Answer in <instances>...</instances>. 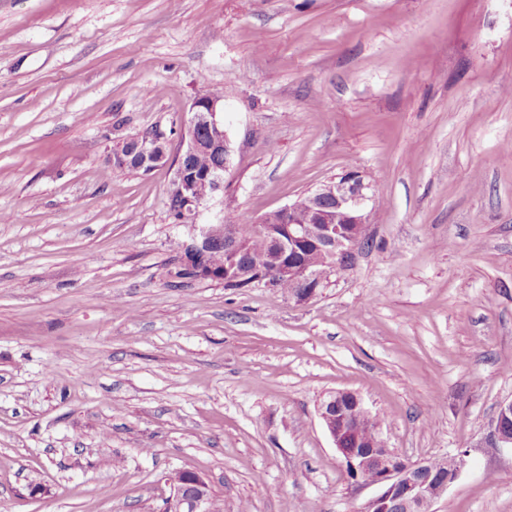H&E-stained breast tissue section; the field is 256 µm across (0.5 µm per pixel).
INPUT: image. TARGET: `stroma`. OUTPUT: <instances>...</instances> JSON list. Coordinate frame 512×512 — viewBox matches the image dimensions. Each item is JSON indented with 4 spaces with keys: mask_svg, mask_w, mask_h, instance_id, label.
Instances as JSON below:
<instances>
[{
    "mask_svg": "<svg viewBox=\"0 0 512 512\" xmlns=\"http://www.w3.org/2000/svg\"><path fill=\"white\" fill-rule=\"evenodd\" d=\"M220 91L232 164L202 224L349 171L370 244L305 302L167 269L180 151ZM512 0H0V512H363L319 407L357 393L411 460L458 456L435 512H512ZM45 492L33 497L30 483ZM134 157L151 167L167 165L170 156L165 137L148 136L143 139L130 135L116 143L110 156L113 165L126 164ZM504 418H510L512 421V401L500 407L492 433L493 441L496 446L499 448L512 449V427L510 429L502 424ZM178 486L168 498L165 506L167 512H210L206 494L210 484L207 479L196 472L184 471L176 479Z\"/></svg>",
    "mask_w": 512,
    "mask_h": 512,
    "instance_id": "stroma-1",
    "label": "stroma"
}]
</instances>
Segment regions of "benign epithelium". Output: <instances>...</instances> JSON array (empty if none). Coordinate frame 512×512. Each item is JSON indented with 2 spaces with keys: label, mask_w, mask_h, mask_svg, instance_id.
Here are the masks:
<instances>
[{
  "label": "benign epithelium",
  "mask_w": 512,
  "mask_h": 512,
  "mask_svg": "<svg viewBox=\"0 0 512 512\" xmlns=\"http://www.w3.org/2000/svg\"><path fill=\"white\" fill-rule=\"evenodd\" d=\"M189 112L191 118L184 132L183 148L175 159H170L165 137L143 139L130 135L113 147L111 161L120 165L136 157L151 167L174 163L175 175L168 198L182 202L183 213L194 227L185 248L194 258L196 271H201L198 264L217 247L224 248L229 262L237 267L249 253L248 242L231 226L224 228V238L220 239L213 233L214 225L196 223L207 198L196 194L195 181L182 166L184 159L200 151H214L224 156V164L212 168L205 178L214 193L224 187V173L229 169L231 155L230 141L224 130V98L203 92L192 100ZM305 197L313 212L312 223H294L301 208V201L297 200L275 210L280 220L278 226L267 223V217L263 216L258 220L260 228L273 235L287 257L308 245L336 254L338 263L333 271L338 273L341 265H352L359 233L371 223L369 203L374 200L373 187L362 174L352 171L307 192ZM281 278H288L300 287L296 297L299 302L308 301L324 286V278L318 270L293 260L283 265L277 275L255 279L253 283L275 288ZM319 415L354 484L379 488L364 512H434V503L458 477L462 465L458 456L443 458L440 467L434 469L429 459L411 461L386 445L377 447L375 441L369 447H359V431L369 411L355 392L331 393L321 403ZM505 418L512 419V401L500 407L492 433L496 446L512 449V428L502 424ZM177 482L178 486L166 502L165 512H210L206 494L209 482L205 477L184 471L178 474Z\"/></svg>",
  "instance_id": "obj_1"
}]
</instances>
